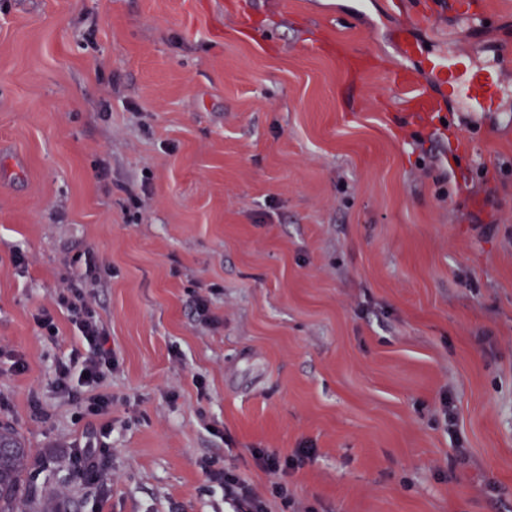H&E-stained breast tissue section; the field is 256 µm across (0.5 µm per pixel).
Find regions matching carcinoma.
I'll use <instances>...</instances> for the list:
<instances>
[{"instance_id": "obj_1", "label": "carcinoma", "mask_w": 512, "mask_h": 512, "mask_svg": "<svg viewBox=\"0 0 512 512\" xmlns=\"http://www.w3.org/2000/svg\"><path fill=\"white\" fill-rule=\"evenodd\" d=\"M33 464L18 431L0 422V512H26L25 477Z\"/></svg>"}]
</instances>
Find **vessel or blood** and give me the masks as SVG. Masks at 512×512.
Segmentation results:
<instances>
[{"instance_id": "b4317fda", "label": "vessel or blood", "mask_w": 512, "mask_h": 512, "mask_svg": "<svg viewBox=\"0 0 512 512\" xmlns=\"http://www.w3.org/2000/svg\"><path fill=\"white\" fill-rule=\"evenodd\" d=\"M394 80L408 89L410 109L424 117L440 114L444 107L443 99L434 94L433 85L450 86L465 103L486 110L503 84L501 73L463 69L453 54L429 58L420 72L407 67L399 69L394 73Z\"/></svg>"}]
</instances>
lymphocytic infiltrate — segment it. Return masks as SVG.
Instances as JSON below:
<instances>
[{
	"label": "lymphocytic infiltrate",
	"instance_id": "lymphocytic-infiltrate-1",
	"mask_svg": "<svg viewBox=\"0 0 512 512\" xmlns=\"http://www.w3.org/2000/svg\"><path fill=\"white\" fill-rule=\"evenodd\" d=\"M57 305L64 310L72 325L80 333V344L70 355L69 362L60 363L55 377V388L70 397L89 418L101 421V440L73 445L71 467L79 478L89 482L99 481L111 465L112 450L104 437L111 431L108 416L112 409V397L102 392L100 385L115 364L109 347V333L96 311L85 301L81 292L68 289L59 294ZM257 468L272 478V493L287 498L285 479L289 472L302 469L315 456L314 449L300 448L294 455L283 458L263 448L251 451ZM212 487L221 491L233 512H269L268 503L252 485L235 470L215 467L213 462L203 464Z\"/></svg>",
	"mask_w": 512,
	"mask_h": 512
}]
</instances>
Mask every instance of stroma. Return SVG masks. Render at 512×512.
<instances>
[{
	"label": "stroma",
	"mask_w": 512,
	"mask_h": 512,
	"mask_svg": "<svg viewBox=\"0 0 512 512\" xmlns=\"http://www.w3.org/2000/svg\"><path fill=\"white\" fill-rule=\"evenodd\" d=\"M470 2L476 28L421 23L435 0H0V422L50 464L30 499L231 512L203 459L264 495L251 449L310 446L269 512H512V0ZM442 51L502 71L495 111L410 118L392 73ZM90 258L105 490L53 388ZM112 448L99 437L94 443L85 441L72 445L71 467L79 478L97 482L110 468Z\"/></svg>",
	"instance_id": "1"
}]
</instances>
